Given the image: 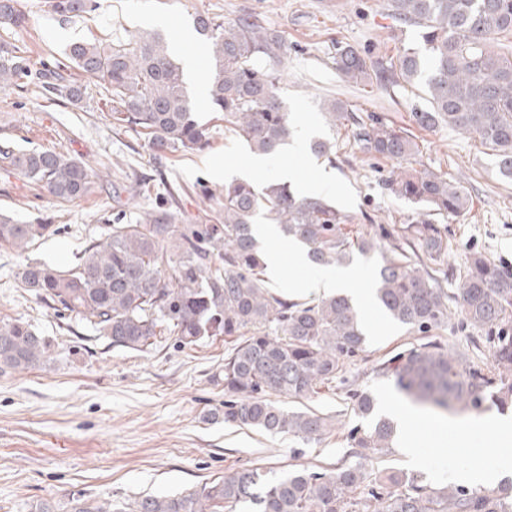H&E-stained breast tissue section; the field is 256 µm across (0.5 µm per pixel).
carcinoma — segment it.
Wrapping results in <instances>:
<instances>
[{"instance_id":"carcinoma-1","label":"carcinoma","mask_w":512,"mask_h":512,"mask_svg":"<svg viewBox=\"0 0 512 512\" xmlns=\"http://www.w3.org/2000/svg\"><path fill=\"white\" fill-rule=\"evenodd\" d=\"M64 19L99 8L97 0H47ZM401 24L423 29L424 50L403 49L390 65L351 46L338 49L336 71L347 82L381 85L424 83L427 105L414 113L422 128L446 125L472 135L496 152L499 173L512 179V47L491 46L512 36V0H390ZM26 15L20 0H0V26L20 28ZM194 29L208 51L206 96L224 131L253 153L274 157L296 137L279 82L282 40L248 19L224 24L199 15ZM106 85L104 106L112 124L135 130L156 153L206 149L213 127L192 109L183 66L158 33L127 40L78 41L66 61L32 71L16 46L0 40V86L39 81L49 94L71 103L82 99L73 77ZM331 126L351 122L354 141L379 159L397 164L385 180L394 196L415 206L402 234L381 228L359 235L349 217L323 197H301L277 180L261 187L244 180L224 184V219L217 224H181L169 207L145 213L133 224H111L91 241L71 268L41 262L18 273L22 287L52 304L60 315L85 320L115 348L146 351L170 336L183 346L223 336L232 348L224 356V411L211 418L270 435L319 441L333 428L332 417L307 406L285 408L269 399H308L336 382L363 344L358 308L339 293L312 302L278 296L265 287L266 263L253 226L262 215L304 249L317 267L349 265L353 251H379L375 299L409 330L431 336L459 309L462 323L479 333L475 343L490 348V367L466 364L434 339L399 352L377 372L414 402L443 411L512 406V266L480 253L451 270L437 268L448 251V229L434 217L470 207L461 186L445 174L416 170L406 162L417 153L403 130L379 120L353 118L348 104L324 101ZM49 195L70 201L89 195L94 174L67 152L0 150ZM58 228L20 224L0 213V245L25 252ZM454 282L448 289L443 282ZM50 341L22 319L0 321V371L27 370L48 354ZM358 415L372 418L348 436L353 462L314 471L303 466L280 477L243 466L174 494L142 496L130 503L71 498L66 512H512L505 486L473 490L433 487L420 474L379 467L390 451L396 424L375 416L371 393L352 390Z\"/></svg>"}]
</instances>
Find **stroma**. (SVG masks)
<instances>
[{"instance_id": "obj_1", "label": "stroma", "mask_w": 512, "mask_h": 512, "mask_svg": "<svg viewBox=\"0 0 512 512\" xmlns=\"http://www.w3.org/2000/svg\"><path fill=\"white\" fill-rule=\"evenodd\" d=\"M99 2L92 15L64 21L46 0H22L26 27H0V40L17 45L38 68L63 60L72 42L128 38L145 30L144 20L152 16L169 20L164 34L171 41L179 31L191 30L199 14L227 23L251 18L282 38L281 96L297 127L300 149L282 152L267 170L255 172L249 169L248 148L220 132L204 151L159 154L144 138L113 126L102 110L103 81L84 80L77 104L52 97L36 84L0 87V142L9 141L18 152L70 153L99 176L93 194L60 202L0 161V211L22 224L59 228L23 253L0 245V319L26 320L52 342L39 366L0 372V512H32L41 500L64 504L77 493L116 502L175 493L242 466L278 476L292 464L315 470L335 465L348 453V431L364 423L344 390L324 387L309 399V406L337 419L331 433L317 442L224 425L208 417L224 406L228 344L223 337L191 347L166 337L145 352L112 347L88 322L59 317L21 288L20 265L75 264L103 227L135 222L142 212L162 205L178 211L181 223H216L225 179L211 170L214 159L256 184L273 178L281 166L307 182L329 172L333 185L323 195L351 216L355 228L375 234L408 223L413 205L384 186L392 162L365 154L343 126L327 123L322 105L334 97L360 115L407 129L418 146L411 167L446 173L471 198L469 210L446 221L450 247L445 261L450 266H462L474 250L512 263V180L499 175L496 156L480 139L445 125L420 129L413 113L426 104L421 90L358 86L339 77L334 64L338 47L348 45L386 62L403 48L421 46L420 29L398 25L388 0ZM315 139L332 143L331 159L314 157L309 143ZM177 185L182 193L170 198L169 189ZM421 341L420 334L374 309L364 345L346 368L349 385L380 402L396 396L391 380L375 369ZM422 416L421 472L428 484L447 482L449 472L468 461L493 463L496 434L476 433L459 443L448 431L458 417L427 410Z\"/></svg>"}]
</instances>
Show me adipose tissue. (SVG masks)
<instances>
[{"label":"adipose tissue","instance_id":"obj_1","mask_svg":"<svg viewBox=\"0 0 512 512\" xmlns=\"http://www.w3.org/2000/svg\"><path fill=\"white\" fill-rule=\"evenodd\" d=\"M314 287L326 293L342 292L350 296L362 313H369L373 303V292L368 279L352 269H319L311 279ZM484 429L496 433L501 441L497 448V462L489 466L479 461L461 466L451 473L454 483L465 487H484L512 477V415L487 413L472 418L465 425L456 427L459 439H467L470 432Z\"/></svg>","mask_w":512,"mask_h":512}]
</instances>
